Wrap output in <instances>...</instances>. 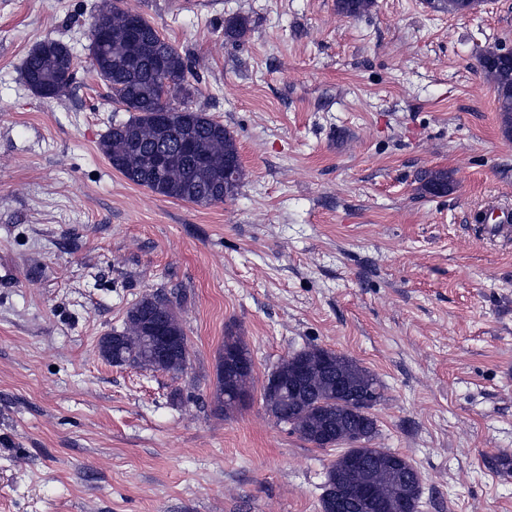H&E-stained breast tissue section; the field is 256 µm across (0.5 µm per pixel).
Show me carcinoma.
Returning a JSON list of instances; mask_svg holds the SVG:
<instances>
[{
  "label": "carcinoma",
  "instance_id": "obj_1",
  "mask_svg": "<svg viewBox=\"0 0 512 512\" xmlns=\"http://www.w3.org/2000/svg\"><path fill=\"white\" fill-rule=\"evenodd\" d=\"M121 0H106L93 25L106 33L102 40L89 37L87 56L95 59L93 67L112 89V99L123 107L128 118L113 120L99 142L101 154L112 168L130 182L148 188L154 193L195 205H211L232 199L238 192L240 179L229 178L232 161L240 157L234 135L224 124L210 118L203 110L188 105L197 88L189 81L188 60L171 43L162 38L149 20L140 13L120 6ZM440 12L460 15L465 0H430ZM374 0H336L337 10L349 18H358L370 12ZM251 31L250 20L235 16L224 21V38L242 41ZM479 66L491 84L500 114L501 128L506 136L512 135V61L500 55V48L491 47L479 58ZM73 56L70 48L61 41H43L27 55L23 77L36 87L47 86L50 98L67 95ZM168 112L167 134L161 135L158 127L160 111ZM188 139L193 145L190 154L177 153L178 142ZM166 148L175 152L165 169L154 170L153 153ZM419 189L429 195L448 191L450 176L446 170H425L418 177ZM164 313L157 304L140 299L127 311L121 328L112 329L116 336L112 356L125 357L140 347L141 322L151 321ZM317 346L296 351L279 364L284 370L289 365L303 363L307 367L309 390L295 394L284 384V392L274 396L262 393L266 412L279 424L289 427L291 433L309 443L316 444V433L323 416L328 415L347 433L351 414L337 402L336 379L346 381L360 397L370 400L373 408L383 399V385L369 370L355 360L333 351H327L326 365L316 359ZM239 378V385L250 388L253 373L241 376L224 365L217 366V380L224 382ZM364 438L355 446L341 442L344 451L332 461L326 476L338 475L349 467L353 457L373 461V465L358 470L350 487H374L377 493L390 501L397 500L404 492L420 501L421 476L411 461H405L410 484L393 476L385 467L388 458L396 452L388 448H370L367 443L377 434V420L369 415L362 419Z\"/></svg>",
  "mask_w": 512,
  "mask_h": 512
}]
</instances>
